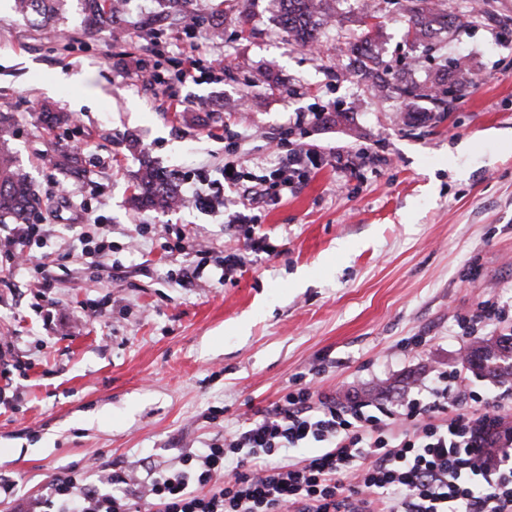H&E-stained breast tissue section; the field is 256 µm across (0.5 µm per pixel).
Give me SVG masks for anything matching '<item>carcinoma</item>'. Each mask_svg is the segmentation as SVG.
<instances>
[{
    "label": "carcinoma",
    "instance_id": "cac0c4a2",
    "mask_svg": "<svg viewBox=\"0 0 512 512\" xmlns=\"http://www.w3.org/2000/svg\"><path fill=\"white\" fill-rule=\"evenodd\" d=\"M64 0H13V10L39 27H45L57 14ZM89 21V31L114 32L122 15L123 0H83ZM172 16H188L196 9L199 0H164ZM278 7L280 26L288 36L303 47L319 43L321 28L334 12L335 0H274ZM410 21L418 36L432 30L433 24L449 25L452 18L442 9L443 0H410ZM41 122L51 129L59 124L74 121L64 112L44 108ZM12 117L0 113V223L11 221L26 224L40 204V197L28 174L16 166L9 148ZM133 201L138 206L168 210L179 204L178 190L155 170L149 158L142 159L136 176ZM467 368L480 376L498 382L512 380V336L493 342L489 339L474 340L467 360Z\"/></svg>",
    "mask_w": 512,
    "mask_h": 512
}]
</instances>
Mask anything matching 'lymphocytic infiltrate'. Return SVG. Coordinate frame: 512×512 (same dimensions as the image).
Listing matches in <instances>:
<instances>
[{
	"label": "lymphocytic infiltrate",
	"instance_id": "f902f5d3",
	"mask_svg": "<svg viewBox=\"0 0 512 512\" xmlns=\"http://www.w3.org/2000/svg\"><path fill=\"white\" fill-rule=\"evenodd\" d=\"M48 239L47 225H14L0 234V257L19 272L35 265L51 289L49 263L31 252ZM511 413L512 383L486 397L461 368L435 371L423 393L373 414L299 377L179 467L71 466L31 496L0 473V495L10 512H512ZM311 444L312 456L288 454Z\"/></svg>",
	"mask_w": 512,
	"mask_h": 512
}]
</instances>
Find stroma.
Instances as JSON below:
<instances>
[{"mask_svg": "<svg viewBox=\"0 0 512 512\" xmlns=\"http://www.w3.org/2000/svg\"><path fill=\"white\" fill-rule=\"evenodd\" d=\"M355 2L336 0L314 55L278 26L270 0H252L244 23L239 0H224L214 41L208 8L174 21L160 0H132L116 39L87 34L82 0L45 28L0 0V112L13 116L16 162L61 255L43 303L30 274L0 270V336L14 337L22 364L0 373V472L21 492L91 459L176 466L313 369L337 402L396 406L433 370L460 367L471 343L457 322L478 301L512 305V0L478 11L445 0L457 27L419 39L407 35L408 0L366 11ZM365 36L382 93L347 49ZM189 53L199 64L185 81ZM459 62L473 86L437 102L432 86L450 83ZM141 63L189 109L143 90ZM403 80L419 96L399 97ZM44 104L75 124L46 130L36 119ZM299 146L321 160L293 174ZM63 148L78 152L79 172L42 163ZM337 151L356 153L354 164L336 166ZM145 156L182 191L228 163L265 177L253 231L272 254L249 255L220 281L216 262L244 243L230 229L240 193L225 190L215 213L134 206ZM90 214L112 242L93 263L78 241ZM180 231L209 248L203 278L187 288L176 278ZM412 336L427 342L408 350ZM213 407L222 420H209Z\"/></svg>", "mask_w": 512, "mask_h": 512, "instance_id": "35a3bbf8", "label": "stroma"}]
</instances>
